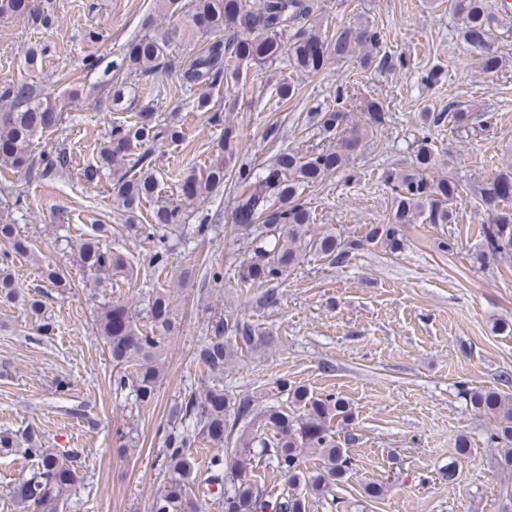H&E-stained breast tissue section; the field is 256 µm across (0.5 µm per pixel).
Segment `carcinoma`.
Wrapping results in <instances>:
<instances>
[{"label": "carcinoma", "instance_id": "1", "mask_svg": "<svg viewBox=\"0 0 512 512\" xmlns=\"http://www.w3.org/2000/svg\"><path fill=\"white\" fill-rule=\"evenodd\" d=\"M453 10L460 22V35L468 46L483 56L488 72L506 65V59L488 44L492 26H509L512 17L493 12L486 0H453ZM314 0H190L183 24L152 26L133 39L121 54L106 64L98 86L112 90V106L127 111L138 101L136 81L145 77L158 79L175 66L170 56L177 43L197 35L208 42L180 70L182 87L199 91L193 101L198 112L212 110L206 88L217 81H241L243 62L264 66L287 55L288 62L300 74L317 75L334 58L360 56L364 68L378 70L407 66L404 58L374 52L383 44L379 27L365 19L338 27L333 31L312 20ZM26 17L43 26L54 22L47 4L35 0H0V18ZM289 34L288 41L283 35ZM383 103L367 106L363 124L348 123L346 98L336 92L332 103L313 115L314 123L334 136L330 145L318 144L303 152L284 150L261 178L254 169L236 165L238 132L224 126L220 151L205 172L192 169L181 180L182 196L199 199L224 186L233 176L243 191L234 208L235 230L248 250V258L239 266L237 286L251 291L279 282L288 271L309 253L342 265L365 244H383L392 253L405 248L401 226L405 224H452L455 200L461 184L438 174L434 150L423 139L413 150L414 158L404 169L386 172L383 182L390 191L388 223L376 224L365 238L340 239L333 232L317 233L312 229L316 216L304 193L321 184L332 174L353 176L350 166L370 147L373 131L386 124ZM423 122L434 125L444 120L457 130L473 128L472 113L448 103V113L424 112ZM61 119L57 105L48 101L32 82L20 80L0 86V156L13 169L30 174L41 169L44 175H63L69 160L65 151L32 154L34 139L54 128ZM183 137L177 125L159 126L153 121L148 103L140 105L135 120L115 122L104 136L97 161L81 170L87 184L100 181L112 172L111 191L114 201L127 215L131 235L140 234L142 225L135 223L143 203L157 194L158 180L149 161L148 146L158 141H177ZM477 203L488 215L483 225L481 249L475 260L483 267L497 259L512 257V162L502 164L472 187ZM151 223L176 228L183 223L181 206L162 202L151 211ZM0 301L15 299L14 277L9 270L13 258L33 256L27 238L17 225L0 217ZM79 261L84 271L117 275L127 266L123 253L112 250L93 238L82 243ZM41 277L49 288H63L66 278L49 263L40 265ZM30 314L38 322L37 332L51 337L53 323L41 317L44 302L37 296L27 300ZM172 300L164 292L156 293L146 317L124 302H108L98 316V331L112 354L116 373V392H125L136 407H148L156 399L163 374L160 360L166 339L179 332ZM210 336L200 348L197 359L208 371V384L188 394L175 407L164 439V456L171 483L153 503V512H202L199 499L217 497L224 512H312L324 492L345 479L353 461L336 440L334 425L352 424L349 403L334 393L319 396L303 385L286 378L277 380V389L294 407L288 412L279 407L260 404L254 395L234 396L224 391V367L243 351L266 352L279 343L268 330L231 315L214 316L207 324ZM466 403L474 412L490 417L494 429L489 443L502 446L498 465L512 471V393L497 387L464 390ZM202 437L217 453L209 461V475L201 483L198 496L188 490L196 485L191 448ZM120 455L135 454L137 441L132 431H119L115 440ZM36 463L26 477L25 487H11L10 499L20 512H58L59 504L78 486L80 475L76 449L55 450L42 447L36 433L22 438L0 433V454L16 449ZM314 454L322 468L312 473L303 468V459ZM264 463L284 476L288 491L261 481L258 463Z\"/></svg>", "mask_w": 512, "mask_h": 512}]
</instances>
